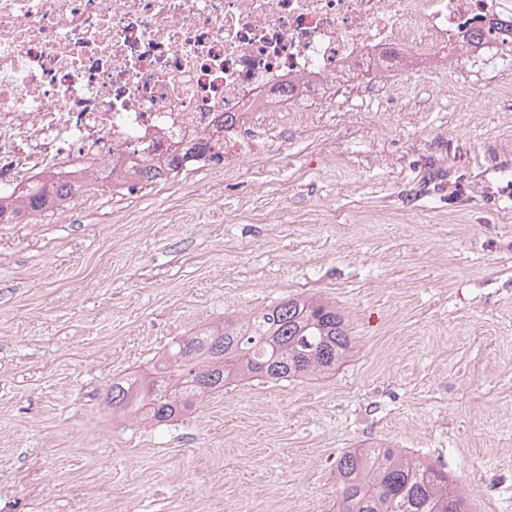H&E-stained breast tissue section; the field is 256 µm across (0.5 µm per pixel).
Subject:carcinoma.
Returning <instances> with one entry per match:
<instances>
[{
  "label": "carcinoma",
  "mask_w": 512,
  "mask_h": 512,
  "mask_svg": "<svg viewBox=\"0 0 512 512\" xmlns=\"http://www.w3.org/2000/svg\"><path fill=\"white\" fill-rule=\"evenodd\" d=\"M82 187L44 185L21 207L0 208V224ZM343 315L328 302L288 298L226 319L175 342L154 373L112 382V409L151 423L169 422L237 379L280 382L336 371L355 353ZM339 512H470L448 472L397 448H353L336 460Z\"/></svg>",
  "instance_id": "obj_1"
}]
</instances>
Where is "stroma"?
I'll return each instance as SVG.
<instances>
[{"label":"stroma","mask_w":512,"mask_h":512,"mask_svg":"<svg viewBox=\"0 0 512 512\" xmlns=\"http://www.w3.org/2000/svg\"><path fill=\"white\" fill-rule=\"evenodd\" d=\"M507 85L512 62H462L391 112L308 113L233 173L0 224V512H338L336 460L372 443L512 512ZM287 296L345 316L335 373L113 413L112 381Z\"/></svg>","instance_id":"35a3bbf8"}]
</instances>
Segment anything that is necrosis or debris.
Returning <instances> with one entry per match:
<instances>
[{
	"label": "necrosis or debris",
	"instance_id": "necrosis-or-debris-1",
	"mask_svg": "<svg viewBox=\"0 0 512 512\" xmlns=\"http://www.w3.org/2000/svg\"><path fill=\"white\" fill-rule=\"evenodd\" d=\"M494 19L512 0H0V198L134 192L178 146L236 168L288 113L402 99L448 41L486 61Z\"/></svg>",
	"mask_w": 512,
	"mask_h": 512
}]
</instances>
